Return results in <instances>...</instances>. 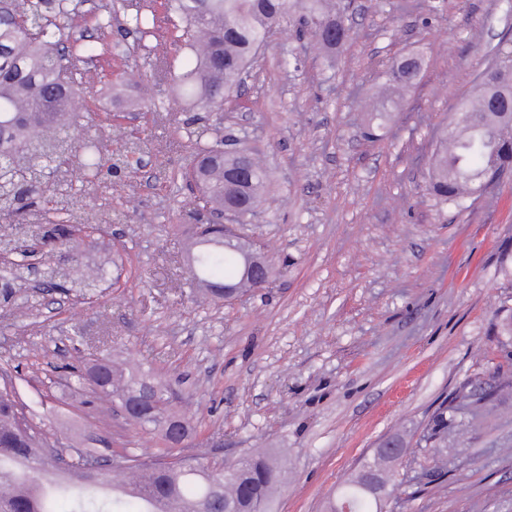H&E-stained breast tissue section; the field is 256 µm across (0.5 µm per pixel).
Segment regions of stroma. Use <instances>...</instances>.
<instances>
[{"instance_id": "stroma-1", "label": "stroma", "mask_w": 512, "mask_h": 512, "mask_svg": "<svg viewBox=\"0 0 512 512\" xmlns=\"http://www.w3.org/2000/svg\"><path fill=\"white\" fill-rule=\"evenodd\" d=\"M349 38L326 52L299 12L249 68L239 102L205 109L179 96L184 65L168 45L156 70L150 37L130 33L110 56L80 63L88 108L73 137L134 159L75 183V216L104 227L82 248L106 268L103 296L43 287L38 275L0 296V363L51 448L154 454L158 438L128 423L72 368L106 361L176 384L175 411L231 461L252 448L283 459L269 512H327L339 485L381 441L404 467L457 387L488 372L512 314V174L460 210L428 191L437 136L452 126L491 47L512 53V0H342ZM423 67L396 108H365L385 66ZM218 127L270 173L264 215L245 225L273 256L276 280L217 305L192 284L193 192L178 174L190 133ZM446 481L397 486L385 512H512V393L484 423L458 418Z\"/></svg>"}]
</instances>
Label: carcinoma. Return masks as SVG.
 I'll return each mask as SVG.
<instances>
[{"instance_id":"1","label":"carcinoma","mask_w":512,"mask_h":512,"mask_svg":"<svg viewBox=\"0 0 512 512\" xmlns=\"http://www.w3.org/2000/svg\"><path fill=\"white\" fill-rule=\"evenodd\" d=\"M72 0H0V217L21 218L42 203L34 224L41 239L55 254L75 253L77 244L69 237L71 214L50 202L71 196L73 185L64 178L49 191L44 188L51 173L80 157L84 178L101 177V142H75L61 132L77 124L74 103L83 85L77 63L107 53L106 44H81L71 37L60 19L70 15ZM296 9L306 25L314 29L327 50L348 38L339 10L331 0H164L166 20L179 19L180 46L188 49L186 63L175 74L181 94L191 102L221 107L241 86L257 51L269 33L282 26ZM131 25L141 35H155L160 17L140 10ZM487 62L475 81L476 94L462 103L464 120L440 138L430 163V189L437 199L460 207L498 171L512 165V71H499L502 57L497 48L486 53ZM384 86L404 89L416 78L405 65L389 66L382 74ZM245 164L252 180L237 184L226 178L225 167ZM182 178L200 191L196 206L201 211L220 213L227 201L242 207L245 220L258 217L264 205L263 192L268 171L251 154L224 153L223 140L195 139V160ZM245 241L233 234L216 237L193 250L196 257L192 277L199 284L223 283L240 270L239 252ZM0 280L8 285L25 278L26 251L11 234L0 233ZM504 363L495 369L494 383L475 395L462 384L449 405L439 408L422 436L427 456L418 463L412 479L420 474L440 480L448 476V431L455 428V413L490 406L499 393L512 387V376L504 365L512 351L503 345ZM75 385L90 387L100 398L122 405L149 382L161 407L137 415L138 425L158 432L163 448L153 459L143 461L126 452H114L99 462L94 453L81 450L63 454L44 447L40 427L23 410L16 388L0 386V484L11 493L0 495V512H56L50 507L59 493L71 501V512H156L153 502L170 499L181 506L178 512H267L280 482L281 464L272 453L251 454L226 463L206 455H187L169 460L170 447L162 433L164 415L172 413L179 391L172 384L149 374H132L117 379L112 367L101 363L72 373ZM394 459L374 454L363 464L377 473L388 472L372 495L362 487V475L352 476L339 488L328 512H383L397 484L387 465ZM119 471H134L149 479L144 492L126 491L114 481Z\"/></svg>"}]
</instances>
